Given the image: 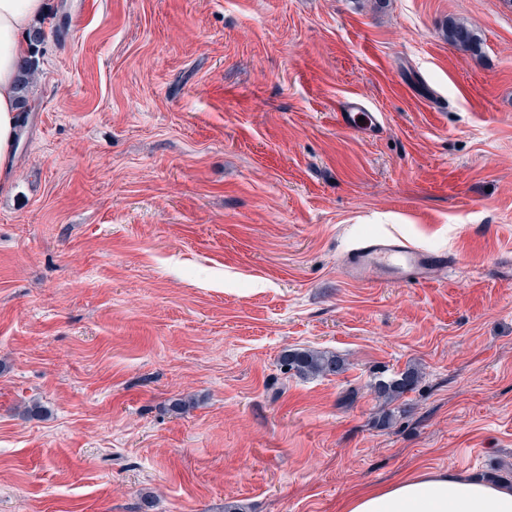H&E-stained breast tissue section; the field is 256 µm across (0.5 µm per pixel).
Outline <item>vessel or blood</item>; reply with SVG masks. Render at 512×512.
Wrapping results in <instances>:
<instances>
[{"label":"vessel or blood","mask_w":512,"mask_h":512,"mask_svg":"<svg viewBox=\"0 0 512 512\" xmlns=\"http://www.w3.org/2000/svg\"><path fill=\"white\" fill-rule=\"evenodd\" d=\"M339 124L346 128L358 125H378L377 113L368 110L358 98L346 100L337 114ZM448 255L412 245L405 240L383 236L364 241L350 250L343 270L350 280L365 282L369 279L423 283L440 270L446 269Z\"/></svg>","instance_id":"vessel-or-blood-1"}]
</instances>
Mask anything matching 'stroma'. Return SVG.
<instances>
[{
  "label": "stroma",
  "instance_id": "35a3bbf8",
  "mask_svg": "<svg viewBox=\"0 0 512 512\" xmlns=\"http://www.w3.org/2000/svg\"><path fill=\"white\" fill-rule=\"evenodd\" d=\"M47 4L0 191V512H342L423 469L499 479L512 0ZM353 96L376 130L338 124ZM379 235L451 264L349 280ZM303 349L343 372L285 370ZM448 41L463 49H475L478 39L471 29L462 23H452L447 30ZM419 379L418 373L406 371L398 378H392L388 381H380L375 386V392L379 397L386 399H396L403 396L408 391L413 390Z\"/></svg>",
  "mask_w": 512,
  "mask_h": 512
}]
</instances>
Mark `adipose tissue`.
Segmentation results:
<instances>
[{
  "label": "adipose tissue",
  "mask_w": 512,
  "mask_h": 512,
  "mask_svg": "<svg viewBox=\"0 0 512 512\" xmlns=\"http://www.w3.org/2000/svg\"><path fill=\"white\" fill-rule=\"evenodd\" d=\"M45 0H0V176L15 158L20 125L16 79L31 27L45 14ZM345 512H512V489L449 472L401 476L351 498Z\"/></svg>",
  "instance_id": "1"
}]
</instances>
